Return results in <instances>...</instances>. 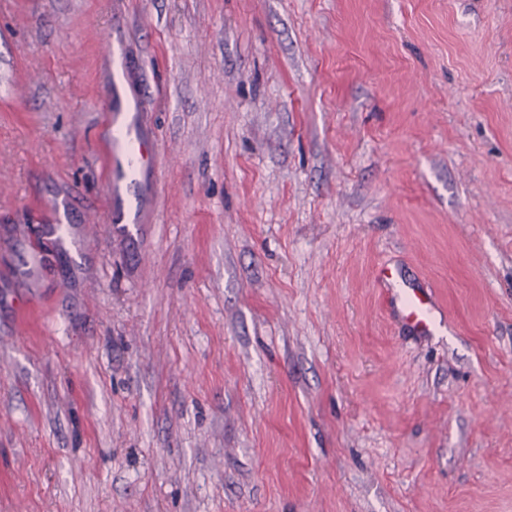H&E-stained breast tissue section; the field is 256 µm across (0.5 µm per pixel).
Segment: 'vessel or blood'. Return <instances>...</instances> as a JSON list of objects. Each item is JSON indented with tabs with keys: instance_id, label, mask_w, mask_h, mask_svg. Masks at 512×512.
Here are the masks:
<instances>
[{
	"instance_id": "1",
	"label": "vessel or blood",
	"mask_w": 512,
	"mask_h": 512,
	"mask_svg": "<svg viewBox=\"0 0 512 512\" xmlns=\"http://www.w3.org/2000/svg\"><path fill=\"white\" fill-rule=\"evenodd\" d=\"M108 79L104 89L110 114L108 192L112 198L110 222L130 230L143 221L145 191L153 183L154 133L147 104L128 80L130 59L120 42H113L106 56ZM376 282L385 293V304L397 319L422 336L437 330L435 300L431 293L404 283L396 268L380 265Z\"/></svg>"
}]
</instances>
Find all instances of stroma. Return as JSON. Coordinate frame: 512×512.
<instances>
[{
  "instance_id": "35a3bbf8",
  "label": "stroma",
  "mask_w": 512,
  "mask_h": 512,
  "mask_svg": "<svg viewBox=\"0 0 512 512\" xmlns=\"http://www.w3.org/2000/svg\"><path fill=\"white\" fill-rule=\"evenodd\" d=\"M0 512H512V0H0ZM105 59L108 79L104 94L110 114L109 223L129 232L143 224L145 191L154 177V133L144 97L128 83L130 59L122 44L113 41ZM376 282L383 288L385 304L393 316L421 336H432L436 332V304L431 293L414 284H405L397 269L386 264L378 267Z\"/></svg>"
}]
</instances>
